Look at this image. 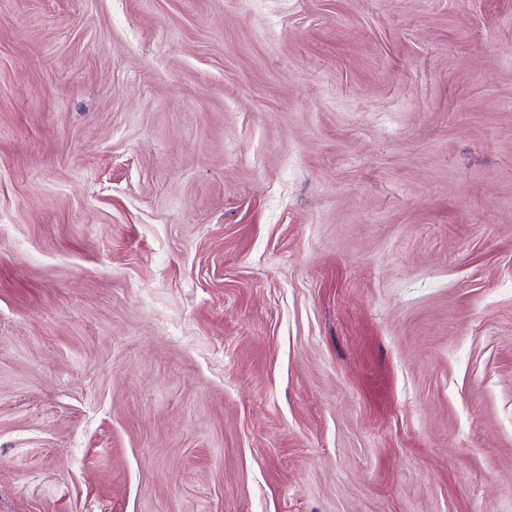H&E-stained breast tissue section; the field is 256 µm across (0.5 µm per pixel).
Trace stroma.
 Instances as JSON below:
<instances>
[{
	"label": "stroma",
	"instance_id": "35a3bbf8",
	"mask_svg": "<svg viewBox=\"0 0 512 512\" xmlns=\"http://www.w3.org/2000/svg\"><path fill=\"white\" fill-rule=\"evenodd\" d=\"M0 512H512V0H0Z\"/></svg>",
	"mask_w": 512,
	"mask_h": 512
}]
</instances>
